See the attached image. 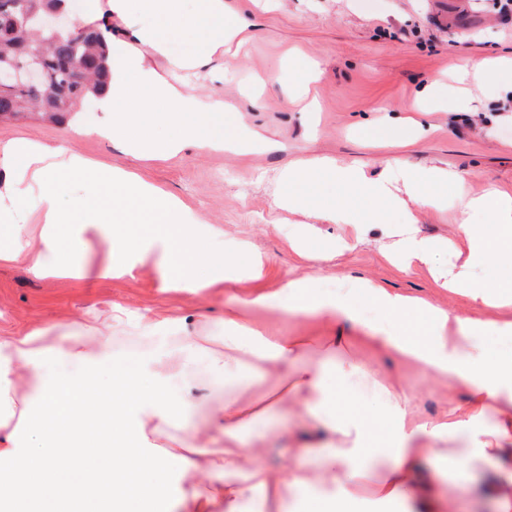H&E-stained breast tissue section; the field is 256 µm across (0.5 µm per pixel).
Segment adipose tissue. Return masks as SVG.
I'll return each instance as SVG.
<instances>
[{
  "instance_id": "adipose-tissue-1",
  "label": "adipose tissue",
  "mask_w": 512,
  "mask_h": 512,
  "mask_svg": "<svg viewBox=\"0 0 512 512\" xmlns=\"http://www.w3.org/2000/svg\"><path fill=\"white\" fill-rule=\"evenodd\" d=\"M130 25L126 38L109 37L110 77L98 98L104 120L94 133L122 141L134 155L173 156L192 146L224 147L223 98L204 96L161 75V59L178 72L198 70L245 40L251 24L225 0H89L78 22L102 28ZM194 47L172 56L174 36ZM0 167L10 179L0 185V265H24L43 279L117 280L160 252L165 284L203 292L247 284L224 310V331L174 345L154 365V382H141V366L112 357L109 338L75 322L53 346H41L45 329L0 336V504L10 512H136L142 502L167 497L164 477L181 466L190 484L181 512H288L299 497L307 512H357L365 500L388 505L418 503L422 512H442L436 475L422 476L427 458L448 473L483 472L493 481L486 493L493 512H512V354L489 353L481 343L489 330L512 333V278L489 292L473 276L477 267L512 254V198L495 188L471 194L464 177L445 169L401 168L369 181L355 166L338 167L314 157L282 171L275 207L309 210L328 224H347L361 241L376 213L370 203L400 211L392 226L390 261L401 270L431 265L435 244L414 229L417 210L450 195L459 213L452 258L445 272L450 292L463 293L467 314L403 294L365 278L360 293L391 316V323L361 322L346 294H319L300 281L260 287L263 258L239 240L232 254L222 248V228L202 222L177 197L158 191L121 167L91 170L79 153L23 139L0 145ZM87 180V194L61 198L66 180ZM345 193L339 209L331 200ZM487 227L472 224L473 216ZM114 240L100 262L82 256L87 234ZM279 310L327 328L335 320L358 326L360 343L373 355L421 369L434 383L454 384L442 414L425 417L414 393L378 378L341 336H286L268 331L254 316ZM203 361L209 380L274 377L259 400L228 396L211 406L194 431L175 434L188 404V374ZM72 372L57 371V364ZM112 373L103 384V370ZM27 383V407L17 405L15 376ZM362 389L355 404L344 383ZM290 406L316 422L320 451L308 464L275 470L245 433L263 437L275 408Z\"/></svg>"
}]
</instances>
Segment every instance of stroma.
Segmentation results:
<instances>
[{"label": "stroma", "mask_w": 512, "mask_h": 512, "mask_svg": "<svg viewBox=\"0 0 512 512\" xmlns=\"http://www.w3.org/2000/svg\"><path fill=\"white\" fill-rule=\"evenodd\" d=\"M232 5L255 21L252 36L223 81L202 76L194 88L223 96L229 107L226 134L253 131L259 144L238 152L188 147L173 157L140 159L125 153L120 143L78 134L70 121L47 122L35 115L0 119V141L64 142L96 163L134 171L176 194L205 222L222 225L225 239L251 243L265 260L262 287L276 289L295 279L342 292L354 278L365 277L463 310L462 297L441 288L427 267L405 272L387 260L382 227H374L357 244L349 227L318 223L309 213L273 209L270 176L299 159L326 155L342 167L361 166L372 179L396 165L435 166L461 173L471 192L493 185L512 195V112L504 111L508 99L494 85H471V104L463 110L442 100L427 112H412L428 86L455 92L459 76L474 59L512 60V17L503 18L499 0H232ZM293 53L322 67L303 98L290 67ZM411 115L422 132L400 147L380 141L387 118ZM262 170L267 180H259ZM416 219L423 237L441 242L454 235L455 206L450 201L418 212ZM308 224L334 242V266L314 269L289 247L288 234ZM225 302V294L217 291L167 289L152 260L119 281L40 279L21 266H0L4 335L38 326L64 329L81 318L95 319L103 328L116 305L187 317L192 333L222 323ZM111 344L114 358L134 354L150 364L172 348L174 339L161 332L139 336L116 329ZM351 350L374 363L383 377L405 383L415 393L421 415L446 410V389L420 369L374 358L356 344ZM310 432L301 417H285L277 436L260 443L265 461L275 467L301 462L303 451L294 439Z\"/></svg>", "instance_id": "1"}]
</instances>
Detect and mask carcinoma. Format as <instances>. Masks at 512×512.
I'll return each instance as SVG.
<instances>
[{"mask_svg": "<svg viewBox=\"0 0 512 512\" xmlns=\"http://www.w3.org/2000/svg\"><path fill=\"white\" fill-rule=\"evenodd\" d=\"M10 42L17 50L29 41L38 40L45 53L38 64L44 71L40 95L24 87L0 91V118L36 113L41 118L56 122L77 111L87 99L105 90L109 78L108 45L99 28H87L78 37L44 31L38 35L28 28L14 26ZM83 63L86 77L78 79L73 63Z\"/></svg>", "mask_w": 512, "mask_h": 512, "instance_id": "carcinoma-1", "label": "carcinoma"}]
</instances>
